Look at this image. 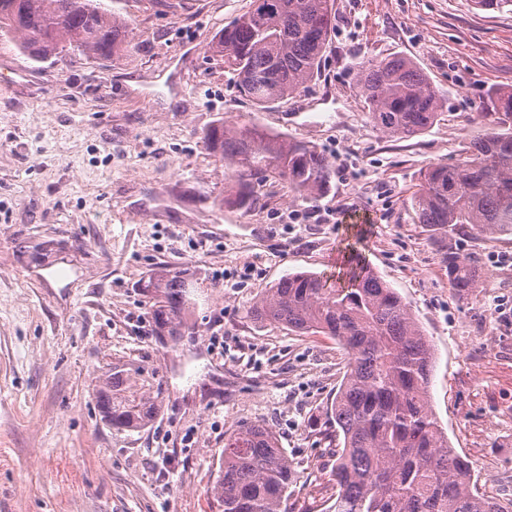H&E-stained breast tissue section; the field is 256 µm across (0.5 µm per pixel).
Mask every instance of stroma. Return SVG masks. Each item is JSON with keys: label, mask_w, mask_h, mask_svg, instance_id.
<instances>
[{"label": "stroma", "mask_w": 512, "mask_h": 512, "mask_svg": "<svg viewBox=\"0 0 512 512\" xmlns=\"http://www.w3.org/2000/svg\"><path fill=\"white\" fill-rule=\"evenodd\" d=\"M129 25L107 60L42 62L0 39V512H216L224 440L278 433L297 507L325 512L331 428L345 350L247 315L290 273L338 272L347 244L402 297L430 337L431 406L483 494L512 502V236L460 237L478 288L448 284L440 245L417 224L420 172L465 159L475 127L512 89V10L473 0H335L321 72L265 111L208 50L251 0H103ZM412 58L444 101L422 133L369 121L356 64ZM254 122L315 145L331 191L292 202L276 178L256 208L218 209L232 169L201 140ZM196 281L194 333L154 336V270ZM223 280H215V271ZM155 371L162 411L116 432L94 391L112 363Z\"/></svg>", "instance_id": "1"}]
</instances>
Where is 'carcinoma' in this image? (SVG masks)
I'll use <instances>...</instances> for the list:
<instances>
[{
	"label": "carcinoma",
	"mask_w": 512,
	"mask_h": 512,
	"mask_svg": "<svg viewBox=\"0 0 512 512\" xmlns=\"http://www.w3.org/2000/svg\"><path fill=\"white\" fill-rule=\"evenodd\" d=\"M336 26L334 0H252L251 8L211 40L260 110L288 100L317 74ZM0 35L15 36L21 54L40 62L63 52L88 57L127 50L129 30L100 0H0ZM357 86L370 122L390 138L413 137L435 121L442 100L417 63L403 55L363 61ZM491 127L471 133L467 159L437 164L420 174L411 198L416 222L442 243L448 284L459 293L478 287L480 270L455 246L457 236H512V89L496 94ZM203 141L234 168L233 186L219 207L249 210L254 183L273 175L292 201H308L331 188L333 166L316 146L257 124L228 129L215 124ZM185 271L159 268L143 287L155 300L154 333L176 346L188 330L193 303ZM259 322L336 340L347 369L326 409L336 425L330 512H512L479 495L469 461L448 447L432 411L431 341L402 297L353 248L341 282L303 272L285 276L248 311ZM154 373L114 363L94 398L115 431L150 425L161 409ZM297 472L279 436L262 424H242L224 441V463L212 488L219 512H294L288 489Z\"/></svg>",
	"instance_id": "cac0c4a2"
}]
</instances>
